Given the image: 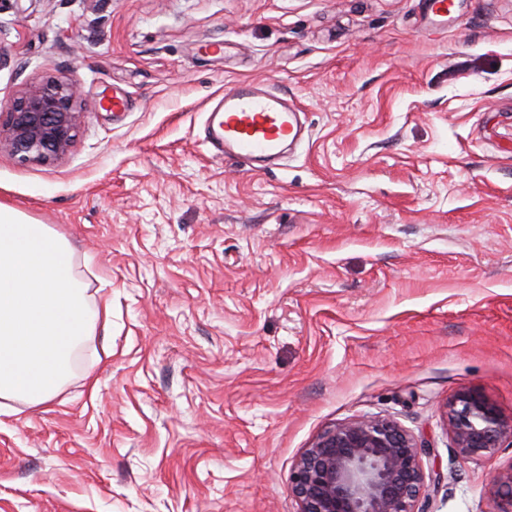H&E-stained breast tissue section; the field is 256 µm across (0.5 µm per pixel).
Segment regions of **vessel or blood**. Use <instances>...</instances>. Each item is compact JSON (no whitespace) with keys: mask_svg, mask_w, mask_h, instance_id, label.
<instances>
[{"mask_svg":"<svg viewBox=\"0 0 512 512\" xmlns=\"http://www.w3.org/2000/svg\"><path fill=\"white\" fill-rule=\"evenodd\" d=\"M299 136L297 109L286 93L267 85L235 86L208 109L207 138L218 156L272 159Z\"/></svg>","mask_w":512,"mask_h":512,"instance_id":"vessel-or-blood-1","label":"vessel or blood"}]
</instances>
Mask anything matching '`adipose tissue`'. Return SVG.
Returning <instances> with one entry per match:
<instances>
[{"label":"adipose tissue","instance_id":"ef3b65f1","mask_svg":"<svg viewBox=\"0 0 512 512\" xmlns=\"http://www.w3.org/2000/svg\"><path fill=\"white\" fill-rule=\"evenodd\" d=\"M110 314L107 304L89 309L69 241L0 204V409L53 400L75 351Z\"/></svg>","mask_w":512,"mask_h":512}]
</instances>
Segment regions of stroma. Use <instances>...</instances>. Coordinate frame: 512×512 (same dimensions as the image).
Returning <instances> with one entry per match:
<instances>
[{"label": "stroma", "instance_id": "35a3bbf8", "mask_svg": "<svg viewBox=\"0 0 512 512\" xmlns=\"http://www.w3.org/2000/svg\"><path fill=\"white\" fill-rule=\"evenodd\" d=\"M455 3L0 0V121L26 79L83 105L64 158L0 152V203L112 303L51 404L0 414V512H298L296 460L364 416L423 443L415 512H495L512 446L457 458L445 412L512 417V0ZM242 82L304 114L268 170L203 133Z\"/></svg>", "mask_w": 512, "mask_h": 512}]
</instances>
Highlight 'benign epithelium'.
<instances>
[{
  "mask_svg": "<svg viewBox=\"0 0 512 512\" xmlns=\"http://www.w3.org/2000/svg\"><path fill=\"white\" fill-rule=\"evenodd\" d=\"M81 114L76 81L27 82L0 128V151L22 161L61 159L73 146ZM447 422L462 459L488 461L512 445V418L478 392H457L448 401ZM290 483L298 512H414L424 473L413 435L392 419L366 416L324 431L294 465ZM493 483L504 502L498 512H512V469Z\"/></svg>",
  "mask_w": 512,
  "mask_h": 512,
  "instance_id": "obj_1",
  "label": "benign epithelium"
}]
</instances>
